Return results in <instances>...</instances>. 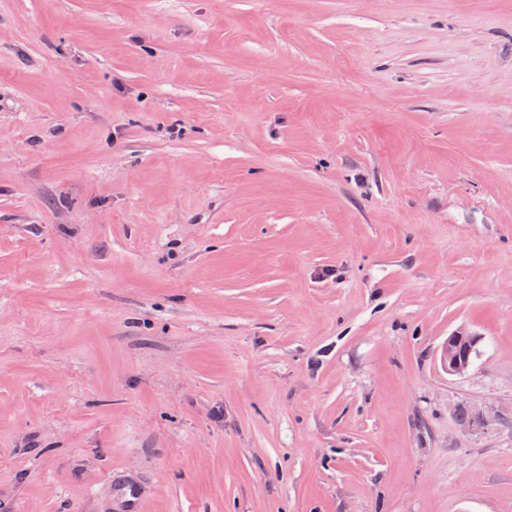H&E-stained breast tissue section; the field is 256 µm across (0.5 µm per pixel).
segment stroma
<instances>
[{"mask_svg": "<svg viewBox=\"0 0 512 512\" xmlns=\"http://www.w3.org/2000/svg\"><path fill=\"white\" fill-rule=\"evenodd\" d=\"M130 505L512 512V0H0V512ZM479 341L480 336L465 328H460L448 336V342L442 352L443 363L448 374L461 376L471 371L472 353L476 351ZM476 355L473 354V356Z\"/></svg>", "mask_w": 512, "mask_h": 512, "instance_id": "obj_1", "label": "stroma"}]
</instances>
